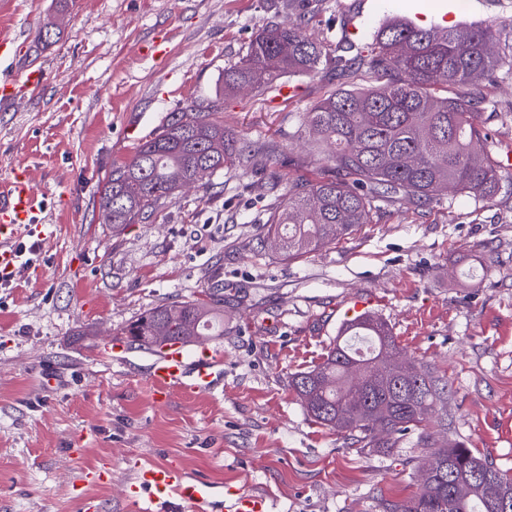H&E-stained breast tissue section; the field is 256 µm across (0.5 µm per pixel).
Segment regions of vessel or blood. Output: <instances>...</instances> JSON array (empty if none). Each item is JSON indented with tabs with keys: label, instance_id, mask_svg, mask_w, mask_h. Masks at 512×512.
<instances>
[{
	"label": "vessel or blood",
	"instance_id": "obj_1",
	"mask_svg": "<svg viewBox=\"0 0 512 512\" xmlns=\"http://www.w3.org/2000/svg\"><path fill=\"white\" fill-rule=\"evenodd\" d=\"M45 80L46 73L41 69L28 70L19 78L0 80V100L15 101L25 90ZM39 215L38 193L25 172L0 182V267L16 271L15 241L29 225L38 223ZM223 363L221 347L205 346L193 353L182 345L169 344L158 352L149 381L160 398L175 389L185 396L197 395L211 389L216 369ZM133 490L130 501L137 505L139 512H167L174 498L203 507L209 505L213 495L207 483L188 479L167 465L142 469L135 477ZM224 512H271V507L267 497L237 489L225 496Z\"/></svg>",
	"mask_w": 512,
	"mask_h": 512
}]
</instances>
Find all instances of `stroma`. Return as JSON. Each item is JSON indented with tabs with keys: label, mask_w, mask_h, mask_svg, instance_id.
Returning a JSON list of instances; mask_svg holds the SVG:
<instances>
[{
	"label": "stroma",
	"mask_w": 512,
	"mask_h": 512,
	"mask_svg": "<svg viewBox=\"0 0 512 512\" xmlns=\"http://www.w3.org/2000/svg\"><path fill=\"white\" fill-rule=\"evenodd\" d=\"M512 23V0H0L21 33L0 77L31 66L47 82L0 102V181L26 168L46 221L40 251L0 287V512H129L135 470L166 464L275 500L274 512H385L413 496L428 454L417 435L383 452L315 422L289 386L321 362L355 302L391 327L402 360L448 382L438 443L456 440L512 474V194L494 201L377 203L369 223L303 257L280 259L262 220L281 181L315 178L328 146L305 131L336 89V61L385 22ZM300 24L324 45L292 87L224 96V126L254 167L181 189L145 222L113 229L96 204L112 167L171 113L219 96L258 28ZM52 28L48 41L40 31ZM480 122L512 163V79L480 82ZM224 288V349L211 392L156 401L154 352L104 348L148 310Z\"/></svg>",
	"instance_id": "stroma-1"
}]
</instances>
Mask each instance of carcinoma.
<instances>
[{
  "label": "carcinoma",
  "mask_w": 512,
  "mask_h": 512,
  "mask_svg": "<svg viewBox=\"0 0 512 512\" xmlns=\"http://www.w3.org/2000/svg\"><path fill=\"white\" fill-rule=\"evenodd\" d=\"M504 29L410 28L399 21L379 27L368 51L337 59L338 76L366 67L384 82L363 91L337 89L309 113V132L333 147L332 167L316 180L288 184L279 206L266 213L264 235L280 239L281 256L299 258L339 240L369 221L378 201L431 204L454 191L490 200L504 175L491 151L471 164L474 146L488 141L477 123L482 101L466 87L512 77V56L487 55L484 47L502 41ZM326 58L323 46L299 27L259 29L240 61L224 69V91L249 88L262 93L288 73L312 72ZM223 102L193 104L174 112L132 160L114 167L99 189L109 223L145 221L163 199L174 197L199 171L213 176L249 162L241 141L224 129ZM224 293L161 306L123 332L143 349L148 337L193 335L215 329ZM398 350L380 318L364 314L343 324L323 360L291 377L290 386L318 423L347 433L373 448L418 433L431 449L435 472L421 475L417 494L388 504L387 512H503L512 502V476L456 442L439 446L426 415L445 403L447 382L423 365L389 364Z\"/></svg>",
  "instance_id": "cac0c4a2"
}]
</instances>
